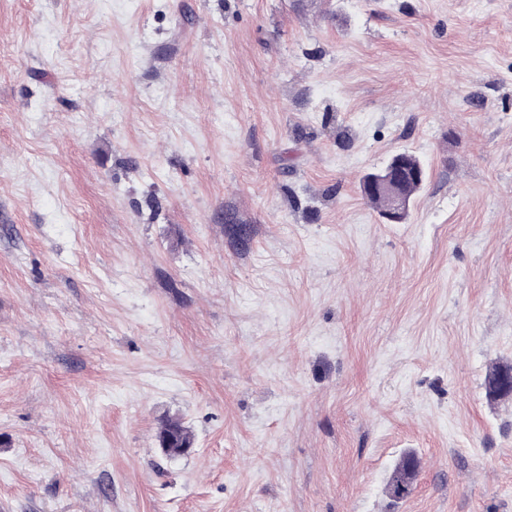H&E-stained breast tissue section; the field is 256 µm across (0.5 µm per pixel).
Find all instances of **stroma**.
Returning a JSON list of instances; mask_svg holds the SVG:
<instances>
[{
    "label": "stroma",
    "instance_id": "1",
    "mask_svg": "<svg viewBox=\"0 0 512 512\" xmlns=\"http://www.w3.org/2000/svg\"><path fill=\"white\" fill-rule=\"evenodd\" d=\"M511 362L512 0H0V512H512ZM423 168L414 166L407 155H397L384 169L369 177L363 186L364 195L387 194L393 199V208L385 215L389 224H400L408 212L410 199L404 191L407 179H423ZM165 438H172L178 442L183 440L193 439L191 430L184 425L182 420L175 417H164L158 430V440Z\"/></svg>",
    "mask_w": 512,
    "mask_h": 512
}]
</instances>
